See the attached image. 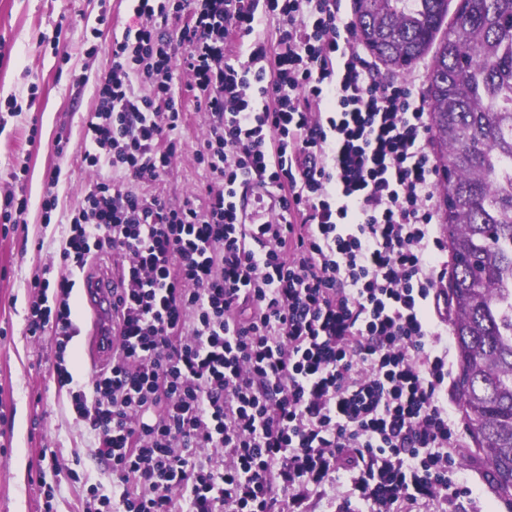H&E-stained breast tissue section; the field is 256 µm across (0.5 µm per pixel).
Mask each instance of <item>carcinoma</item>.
<instances>
[{
  "mask_svg": "<svg viewBox=\"0 0 512 512\" xmlns=\"http://www.w3.org/2000/svg\"><path fill=\"white\" fill-rule=\"evenodd\" d=\"M361 43L391 70L433 52L432 131L452 264L455 380L494 489L512 495V0H353ZM448 30H442L443 25Z\"/></svg>",
  "mask_w": 512,
  "mask_h": 512,
  "instance_id": "carcinoma-1",
  "label": "carcinoma"
}]
</instances>
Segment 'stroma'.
Masks as SVG:
<instances>
[{
	"label": "stroma",
	"mask_w": 512,
	"mask_h": 512,
	"mask_svg": "<svg viewBox=\"0 0 512 512\" xmlns=\"http://www.w3.org/2000/svg\"><path fill=\"white\" fill-rule=\"evenodd\" d=\"M108 13L110 23L99 26ZM131 0H0V100L15 96L23 112L6 117L0 130V187L14 169L26 168L29 207L8 234H0V512H78L92 488L113 490L112 467L96 452L98 435L77 418L68 387L54 373L57 338L52 331L28 333L35 275L59 262L72 213L83 202L86 184L111 176L83 163L79 144L86 122L97 108L95 86L112 68V42L136 25ZM58 37L57 47H38L39 36ZM37 95H30V84ZM174 88L186 108L175 131L178 151L160 181H129V189L179 203H205L206 186L216 179L196 158L215 123L199 108L188 78L176 72ZM65 148H58V141ZM59 171L56 186L48 175ZM54 195L56 208L44 216L41 203ZM73 288L75 334L66 351L74 384L89 386L88 338L91 314ZM55 454L58 468L42 466V453ZM456 454L458 479L468 481L473 503L458 512H512V496L495 492L489 468L469 438L462 436ZM44 483H37L36 474ZM54 490L46 500L45 487Z\"/></svg>",
	"instance_id": "stroma-1"
}]
</instances>
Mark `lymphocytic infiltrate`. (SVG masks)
I'll list each match as a JSON object with an SVG mask.
<instances>
[{"label":"lymphocytic infiltrate","mask_w":512,"mask_h":512,"mask_svg":"<svg viewBox=\"0 0 512 512\" xmlns=\"http://www.w3.org/2000/svg\"><path fill=\"white\" fill-rule=\"evenodd\" d=\"M186 11L170 39L164 26ZM261 11L282 21L275 45L230 64L231 37L250 36ZM133 12L80 145L112 175L86 185L67 273L35 277L28 322L33 336H72V272L101 251L128 256L112 365L72 403L98 455L141 489L92 494L82 512H176V489L186 512H286L277 482L341 472L359 512L471 499L442 398L448 244L421 88L379 78L341 0H136ZM179 66L217 120L196 153L219 181L201 211L125 186L159 181L176 152ZM250 180L278 200L271 223L239 221L233 198ZM202 448L229 464L202 463Z\"/></svg>","instance_id":"f902f5d3"}]
</instances>
